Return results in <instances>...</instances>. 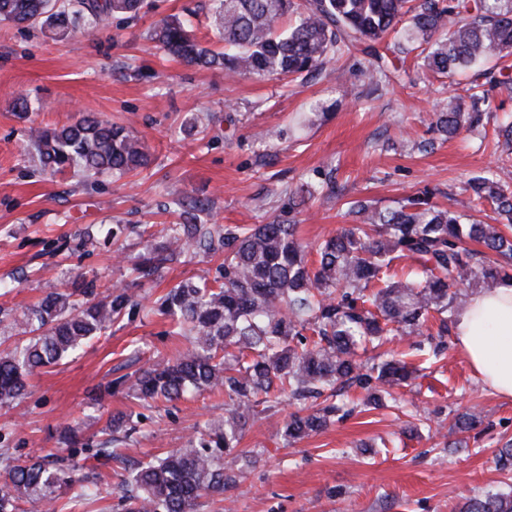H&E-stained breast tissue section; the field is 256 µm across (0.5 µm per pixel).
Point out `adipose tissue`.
I'll use <instances>...</instances> for the list:
<instances>
[{"label":"adipose tissue","mask_w":512,"mask_h":512,"mask_svg":"<svg viewBox=\"0 0 512 512\" xmlns=\"http://www.w3.org/2000/svg\"><path fill=\"white\" fill-rule=\"evenodd\" d=\"M455 336L474 376L512 398V281L472 295L455 320Z\"/></svg>","instance_id":"obj_1"}]
</instances>
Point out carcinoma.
Listing matches in <instances>:
<instances>
[{"label": "carcinoma", "instance_id": "carcinoma-1", "mask_svg": "<svg viewBox=\"0 0 512 512\" xmlns=\"http://www.w3.org/2000/svg\"><path fill=\"white\" fill-rule=\"evenodd\" d=\"M143 0H0V21L40 26L65 38L80 25L107 27L112 18L136 16ZM214 31L205 46L189 19L172 17L151 32L170 55L193 65L224 70L226 75H309L339 60L357 41L368 44L372 62L367 78L378 84L389 66L380 53L387 40L401 36L403 54L420 50L424 66L451 77L490 61L512 56V0H211ZM483 113L462 111L448 98L436 113L445 136L476 128ZM29 146L42 170L74 169L86 179L121 178L149 164L145 145L128 127L80 114L54 127H32ZM307 185L292 193L303 205L314 195L334 191ZM472 202L488 203L509 221L505 228L475 222L441 209L428 193L409 196L392 209L361 201L351 212L356 223L318 245L319 260L309 264L308 246L296 225L283 223H201L204 204L185 198L179 223L147 242L134 262L140 284L157 279L163 265L182 253L224 251L223 273L209 282H181L157 301L156 311L170 319L185 349L112 380L109 392H124L145 404L170 402L209 391L224 396V417L206 421L184 447L162 459L141 462L121 485L122 512H198L199 499L236 488L257 462V451L233 453L249 422L274 410L285 398L299 407L284 436L301 440L324 430L336 415L354 409L327 403L312 413L302 410L343 388L366 393L380 406L414 375L406 362L391 359L363 363L358 351L383 336L400 332L424 336L437 355L447 347L451 287L484 279L512 280V152L497 170L468 180ZM414 257L422 277L401 283L391 274L393 261ZM75 279L48 293L23 314L34 336L0 352V407L16 405L26 378L79 352L84 344L142 304L126 287L101 299ZM434 319L437 330L423 335ZM483 423L470 410L456 417L463 432ZM112 438L98 443L101 465L119 459L116 444L136 432L132 415L112 416ZM44 457L18 462L0 452V512H18L19 503L53 506L70 492L72 509L98 495L97 484L77 477L78 435ZM460 512H512V493L488 492L466 499Z\"/></svg>", "mask_w": 512, "mask_h": 512}]
</instances>
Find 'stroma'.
Listing matches in <instances>:
<instances>
[{"mask_svg": "<svg viewBox=\"0 0 512 512\" xmlns=\"http://www.w3.org/2000/svg\"><path fill=\"white\" fill-rule=\"evenodd\" d=\"M197 4L144 0L136 19L118 16L110 27H87L64 40L0 23V281L12 286L0 295L7 312L0 346L27 339L23 313L76 275L98 293L131 285V259L151 234L177 222L180 195L207 205L206 223L290 220L312 246L351 223V201L383 209L425 189L438 207L493 223L491 206H473L464 183L496 165L494 129L512 113L511 93L490 92L484 130L447 138L434 129L439 105L451 93L469 105L467 88L483 80L477 70L441 78L410 60L399 77L376 86L364 76L369 55L356 47L306 79L227 76L174 60L150 38L162 19L189 15L197 36L209 39L210 20L196 13ZM21 92L34 106L23 120L12 109ZM79 112L129 127L150 165L93 184L71 171L42 173L26 150L28 128ZM267 128L279 138L258 141L256 132ZM331 169L335 194L289 211V193ZM107 224L123 227L125 261L105 237ZM223 259L179 256L139 292L152 304L180 282L214 279ZM183 346L160 315L113 325L76 357L29 377L16 407L0 408V448L16 459L43 456L60 448L70 427L89 443L119 412L137 423L124 449L128 460L183 447L204 421L223 416V396L204 392L152 408L119 393L90 399L128 373L132 350L145 364ZM364 357H394L414 369L395 402L364 405L292 444L281 432L294 408L281 404L242 435L240 450L261 454L257 467L236 489L204 498L200 512H455L467 497L504 489L511 478L497 469L495 453L512 439V398L478 381L456 343L435 356L417 350L411 337L391 335ZM472 406L482 409L483 425L459 431L457 414ZM421 413L441 424L439 435L410 432L411 415Z\"/></svg>", "mask_w": 512, "mask_h": 512, "instance_id": "1", "label": "stroma"}]
</instances>
